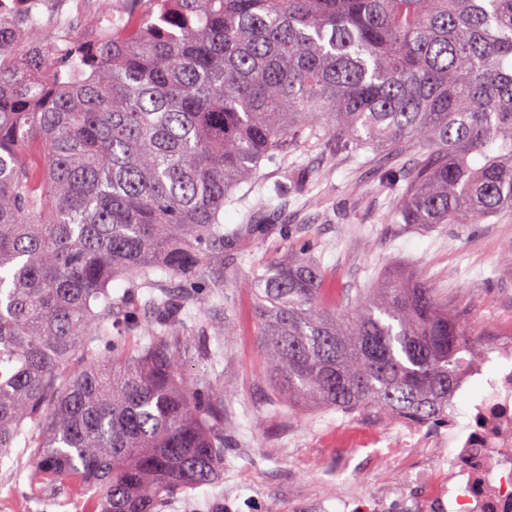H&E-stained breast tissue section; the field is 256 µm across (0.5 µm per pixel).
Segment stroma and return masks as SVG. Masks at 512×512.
<instances>
[{
	"label": "stroma",
	"instance_id": "1",
	"mask_svg": "<svg viewBox=\"0 0 512 512\" xmlns=\"http://www.w3.org/2000/svg\"><path fill=\"white\" fill-rule=\"evenodd\" d=\"M302 170L283 182L284 163ZM393 197L370 167L350 155L302 144L263 162L252 183L224 208L225 228L255 214L263 229L224 249V291H202L189 325L224 371V471L179 494L164 512H431L427 487L448 477L444 448H391L401 422L370 414L286 408L274 413L256 336L257 274L294 250L317 260L336 287H374L403 270L465 303L484 347L512 325V212L479 224H396ZM236 322L225 335V317ZM26 449L0 457V512H83L57 479L45 492L30 484Z\"/></svg>",
	"mask_w": 512,
	"mask_h": 512
}]
</instances>
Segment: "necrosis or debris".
I'll use <instances>...</instances> for the list:
<instances>
[{"instance_id": "4bbe7bcc", "label": "necrosis or debris", "mask_w": 512, "mask_h": 512, "mask_svg": "<svg viewBox=\"0 0 512 512\" xmlns=\"http://www.w3.org/2000/svg\"><path fill=\"white\" fill-rule=\"evenodd\" d=\"M499 363L486 396L466 423L448 416L456 450L448 465L446 512H512V329L498 340Z\"/></svg>"}]
</instances>
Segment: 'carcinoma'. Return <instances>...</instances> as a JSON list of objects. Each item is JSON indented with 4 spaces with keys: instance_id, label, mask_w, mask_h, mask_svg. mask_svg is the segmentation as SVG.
<instances>
[{
    "instance_id": "obj_1",
    "label": "carcinoma",
    "mask_w": 512,
    "mask_h": 512,
    "mask_svg": "<svg viewBox=\"0 0 512 512\" xmlns=\"http://www.w3.org/2000/svg\"><path fill=\"white\" fill-rule=\"evenodd\" d=\"M168 2L0 64V456L31 449L32 481L66 477L85 512H160L224 469V386L185 373L216 354L183 315L260 229L224 232V205L262 162L380 147L397 224L512 211V0ZM253 288L276 406L446 421L480 353L400 271L350 301L290 253Z\"/></svg>"
}]
</instances>
